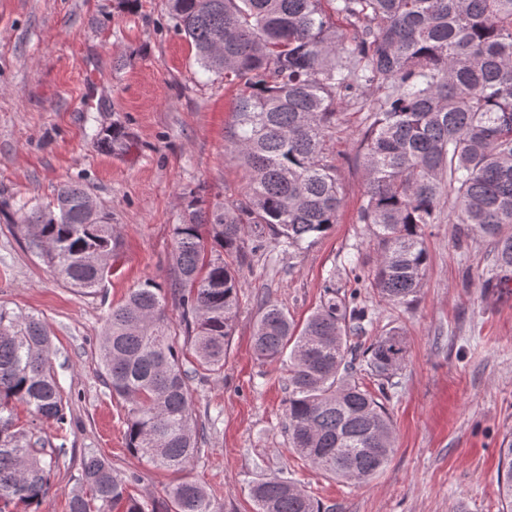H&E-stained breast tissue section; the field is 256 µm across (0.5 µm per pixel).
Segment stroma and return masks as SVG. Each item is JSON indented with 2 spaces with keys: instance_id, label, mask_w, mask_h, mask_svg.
Listing matches in <instances>:
<instances>
[{
  "instance_id": "35a3bbf8",
  "label": "stroma",
  "mask_w": 512,
  "mask_h": 512,
  "mask_svg": "<svg viewBox=\"0 0 512 512\" xmlns=\"http://www.w3.org/2000/svg\"><path fill=\"white\" fill-rule=\"evenodd\" d=\"M234 94L201 67L167 0H0V208L47 205L60 184L76 181L120 241L101 288L86 295L57 279L0 219V307L44 322L67 402L62 426L14 406L46 450L61 453L39 512H69L90 454L139 474L135 496L158 504L187 480L206 488L216 512H255L250 485L284 476L334 512H500L499 450L512 440V292L494 286L491 240L456 223L449 204L442 223L425 228L429 266L413 304L388 303L368 281H355L351 258L369 271L379 255L357 221L366 185L361 105L371 98L364 89L357 103L337 104L326 141L343 187L337 223L286 252L265 239L239 270L244 288L224 367L191 381L199 458L173 472L127 449V409L104 383L100 337L111 306L148 280L165 290L166 313L179 323L169 290L186 197L229 202L249 181L229 142ZM105 130L124 136L109 153L96 144ZM331 273L337 296L356 295L368 313L362 343L398 327L406 345L387 403L395 451L364 482L329 478L290 448L288 365L261 362L251 347L264 301L303 324Z\"/></svg>"
}]
</instances>
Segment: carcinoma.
<instances>
[{
    "instance_id": "1",
    "label": "carcinoma",
    "mask_w": 512,
    "mask_h": 512,
    "mask_svg": "<svg viewBox=\"0 0 512 512\" xmlns=\"http://www.w3.org/2000/svg\"><path fill=\"white\" fill-rule=\"evenodd\" d=\"M177 30L207 72L238 87L232 150L250 172L244 198L203 206L194 196L175 227L173 293L184 343L152 282L112 308L99 348L112 395L128 404V450L181 471L201 453L190 380L224 367L248 259L247 229L266 228L283 250L324 235L343 197L324 156L336 125V100L374 90L361 139L367 176L357 222L380 245L372 286L382 300L410 305L429 255L423 232L442 221L448 197L456 223L494 243L499 281L512 279V0H169ZM352 27L347 37L335 18ZM89 194L62 184L49 205L3 213L43 261L73 288L94 293L119 238ZM209 228L215 247L207 248ZM367 318L356 296L326 298L297 328L265 303L253 333L256 357L288 360V441L325 474L346 481L376 475L394 451L385 401L406 357L395 328L364 346L353 340ZM191 368H186V365ZM367 371L378 393L355 375ZM25 403L41 420L67 419L51 371L50 339L35 316L0 308V512L17 499L39 506L50 469L9 409ZM502 512H512V443L499 449ZM84 490L70 512H158L129 493L101 456L82 463ZM256 512H325L292 481L272 477L250 487ZM172 512H215L206 489L181 482Z\"/></svg>"
}]
</instances>
